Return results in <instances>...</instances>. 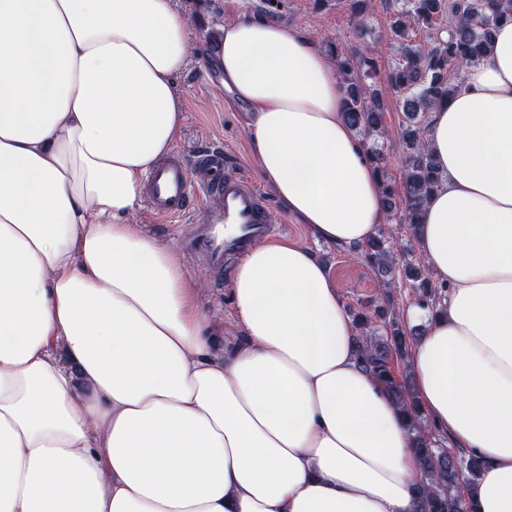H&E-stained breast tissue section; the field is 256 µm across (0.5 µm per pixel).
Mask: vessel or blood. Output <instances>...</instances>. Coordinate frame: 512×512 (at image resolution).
<instances>
[{
	"instance_id": "obj_1",
	"label": "vessel or blood",
	"mask_w": 512,
	"mask_h": 512,
	"mask_svg": "<svg viewBox=\"0 0 512 512\" xmlns=\"http://www.w3.org/2000/svg\"><path fill=\"white\" fill-rule=\"evenodd\" d=\"M144 198L159 219L187 214L195 198L205 204L207 217L196 225L188 247L216 285L251 247L279 232L260 189L229 172L220 149L203 150L192 166L178 153L163 159L145 183Z\"/></svg>"
}]
</instances>
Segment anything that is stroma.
<instances>
[{"mask_svg": "<svg viewBox=\"0 0 512 512\" xmlns=\"http://www.w3.org/2000/svg\"><path fill=\"white\" fill-rule=\"evenodd\" d=\"M403 3L404 0H371L366 11L357 15L349 0H177L192 24L196 46L187 72L178 80L185 123L175 146L176 152L190 158L200 146L222 147L235 156L238 173L259 181L246 114L221 88L204 58V47L209 34L225 21L261 17L312 34L322 48L339 46L350 58L356 57L365 47L381 46V53L374 57L378 75L371 85L384 112L383 129L380 134L370 136L369 141L382 146L387 154L383 169L386 180L399 184L404 170V153L400 147L405 122L404 94L391 85L388 74L400 61L403 45L431 47L436 36L445 34L448 28V20L443 17L433 28L410 29L407 39L394 37L391 25ZM266 201L274 223L284 228L282 240L308 249L329 267L347 310L360 311L373 318L383 314L387 319L406 323V311L413 304V293L401 272L391 274L390 287L381 286L379 274L356 262L360 245L340 246L314 239L304 225L288 216L274 194H267ZM204 214L203 205L198 203L185 216L167 223L155 220L146 208L141 207L130 221L175 249L192 226L202 221ZM188 273L213 321L223 328L225 335H239L230 288L213 286L196 268H189Z\"/></svg>", "mask_w": 512, "mask_h": 512, "instance_id": "1", "label": "stroma"}]
</instances>
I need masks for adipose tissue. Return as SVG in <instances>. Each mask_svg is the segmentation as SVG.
Returning a JSON list of instances; mask_svg holds the SVG:
<instances>
[{
	"instance_id": "1",
	"label": "adipose tissue",
	"mask_w": 512,
	"mask_h": 512,
	"mask_svg": "<svg viewBox=\"0 0 512 512\" xmlns=\"http://www.w3.org/2000/svg\"><path fill=\"white\" fill-rule=\"evenodd\" d=\"M262 179L318 239L367 241L378 172L299 29L222 28ZM175 0H0V512H417L399 405L357 364L328 269L284 241L231 288L238 336L129 221L182 131ZM441 181L416 242L447 288L405 361L434 431L479 458L462 498L512 512V23L429 117Z\"/></svg>"
}]
</instances>
